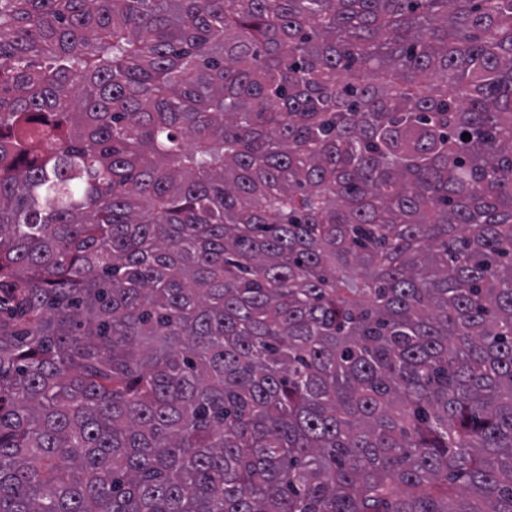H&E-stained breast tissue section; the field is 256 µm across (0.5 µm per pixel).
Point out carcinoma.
<instances>
[{"instance_id":"obj_1","label":"carcinoma","mask_w":512,"mask_h":512,"mask_svg":"<svg viewBox=\"0 0 512 512\" xmlns=\"http://www.w3.org/2000/svg\"><path fill=\"white\" fill-rule=\"evenodd\" d=\"M0 512H512V0H0Z\"/></svg>"}]
</instances>
